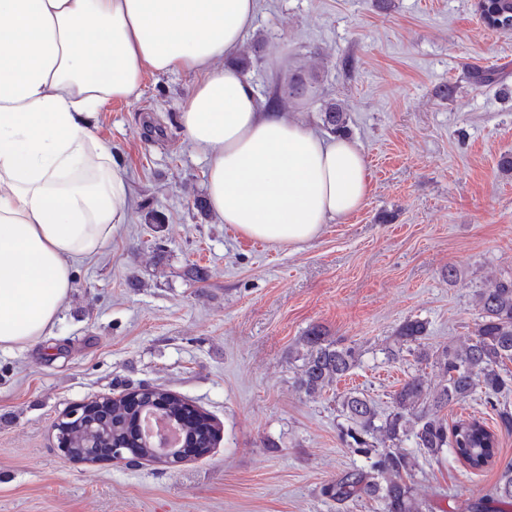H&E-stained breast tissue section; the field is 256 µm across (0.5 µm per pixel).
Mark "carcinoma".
I'll return each mask as SVG.
<instances>
[{"label": "carcinoma", "instance_id": "1", "mask_svg": "<svg viewBox=\"0 0 512 512\" xmlns=\"http://www.w3.org/2000/svg\"><path fill=\"white\" fill-rule=\"evenodd\" d=\"M290 100L316 95L313 82L295 75L286 85ZM323 123L333 133L346 125L343 108L327 102L322 109ZM480 320L467 342L450 346L435 356L434 367L441 376L433 389L420 375H411L392 396V410L380 416L370 399L349 392L340 400L342 412L350 422L344 436L350 438L357 452L370 458L369 468L351 470L327 487V494L338 502L368 498L378 504V512H423L412 485L415 457L401 451L409 441L418 453L436 458L448 451L465 467L478 472L494 464L498 436L484 422L472 418L459 420L453 426L439 417V412L452 404L480 395L497 410L501 429L512 431V409L500 405V398L512 393V279L496 280L477 294ZM427 335L426 324L417 319L403 323L399 331L402 344L422 346ZM305 352L297 379L298 387L314 396L348 375L358 361L355 348L340 346L325 339L321 329L313 327L303 339ZM153 406H162L163 415L178 417L185 402L169 400L160 391L145 396ZM135 412L131 405L112 408V417L103 424L108 436L120 437L135 444L129 426ZM205 415L186 428L198 448L212 445ZM512 506V464L505 465L489 493L468 499L461 512H489V504Z\"/></svg>", "mask_w": 512, "mask_h": 512}]
</instances>
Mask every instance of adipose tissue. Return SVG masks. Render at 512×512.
Wrapping results in <instances>:
<instances>
[{
  "label": "adipose tissue",
  "mask_w": 512,
  "mask_h": 512,
  "mask_svg": "<svg viewBox=\"0 0 512 512\" xmlns=\"http://www.w3.org/2000/svg\"><path fill=\"white\" fill-rule=\"evenodd\" d=\"M257 0H0V349L50 335L75 261L129 223L125 170L93 133L146 72L193 75L179 113L207 160V197L245 237L298 247L359 211L365 156L265 106L219 66Z\"/></svg>",
  "instance_id": "adipose-tissue-1"
}]
</instances>
